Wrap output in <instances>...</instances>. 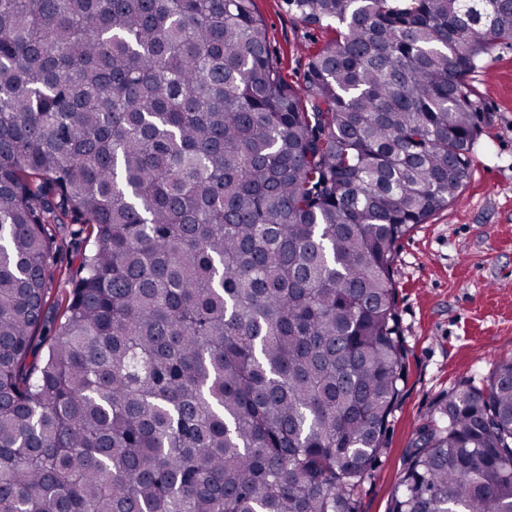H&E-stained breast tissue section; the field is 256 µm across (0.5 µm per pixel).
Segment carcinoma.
Here are the masks:
<instances>
[{
    "instance_id": "carcinoma-1",
    "label": "carcinoma",
    "mask_w": 512,
    "mask_h": 512,
    "mask_svg": "<svg viewBox=\"0 0 512 512\" xmlns=\"http://www.w3.org/2000/svg\"><path fill=\"white\" fill-rule=\"evenodd\" d=\"M0 0V512H361L405 385L398 242L460 196L512 0ZM79 273L46 311L61 245ZM389 512H512V360ZM271 54L276 57L284 77L299 87L307 64L335 36L334 28L312 23L288 6L287 0H255Z\"/></svg>"
}]
</instances>
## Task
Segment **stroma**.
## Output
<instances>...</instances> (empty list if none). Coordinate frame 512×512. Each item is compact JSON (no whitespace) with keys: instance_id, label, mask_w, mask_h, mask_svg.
<instances>
[{"instance_id":"1","label":"stroma","mask_w":512,"mask_h":512,"mask_svg":"<svg viewBox=\"0 0 512 512\" xmlns=\"http://www.w3.org/2000/svg\"><path fill=\"white\" fill-rule=\"evenodd\" d=\"M270 51L289 84L335 35L305 20L287 0H255ZM483 121L461 198L415 225L394 256L395 300L408 349L405 389L386 428L387 449L359 491L362 512H388L416 428L434 403L461 383L485 385L512 359V41L498 42L470 76ZM78 225L52 267L46 308L56 312L77 273Z\"/></svg>"}]
</instances>
